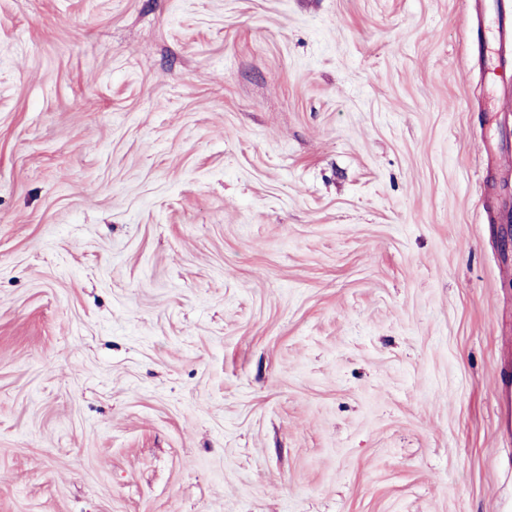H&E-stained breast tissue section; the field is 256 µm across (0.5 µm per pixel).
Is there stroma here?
<instances>
[{
  "instance_id": "1",
  "label": "stroma",
  "mask_w": 512,
  "mask_h": 512,
  "mask_svg": "<svg viewBox=\"0 0 512 512\" xmlns=\"http://www.w3.org/2000/svg\"><path fill=\"white\" fill-rule=\"evenodd\" d=\"M471 11L0 0V512H512Z\"/></svg>"
}]
</instances>
